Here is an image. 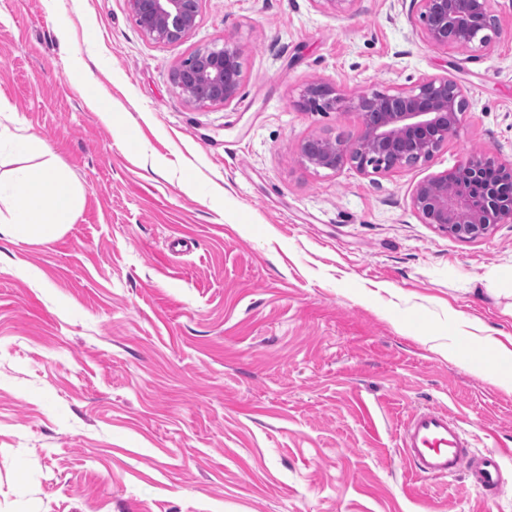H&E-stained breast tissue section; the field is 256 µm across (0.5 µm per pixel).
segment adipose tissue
<instances>
[{
	"label": "adipose tissue",
	"mask_w": 512,
	"mask_h": 512,
	"mask_svg": "<svg viewBox=\"0 0 512 512\" xmlns=\"http://www.w3.org/2000/svg\"><path fill=\"white\" fill-rule=\"evenodd\" d=\"M2 142L12 148L14 166L8 182H0V197H22L23 205L19 211L0 213V224L12 238L51 243L72 223L77 200L63 193L62 176L51 161L33 164V157L44 152L39 143L0 124Z\"/></svg>",
	"instance_id": "obj_1"
}]
</instances>
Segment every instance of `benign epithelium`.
<instances>
[{
    "instance_id": "benign-epithelium-1",
    "label": "benign epithelium",
    "mask_w": 512,
    "mask_h": 512,
    "mask_svg": "<svg viewBox=\"0 0 512 512\" xmlns=\"http://www.w3.org/2000/svg\"><path fill=\"white\" fill-rule=\"evenodd\" d=\"M143 34L173 44L194 31L203 0H128ZM491 0H413L422 34L437 50H488L498 34ZM171 81L194 106L228 105L239 94L243 70L238 48L226 42L194 50L172 71ZM303 111L354 112V137H313L299 147L302 161L334 171L343 163L359 171L390 172L434 161L457 136L469 101L444 75H427L408 89L365 91L350 97L324 82L302 91ZM412 205L421 221L471 240L512 223V164L476 151L457 166L420 182Z\"/></svg>"
}]
</instances>
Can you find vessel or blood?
I'll return each mask as SVG.
<instances>
[{
  "instance_id": "obj_1",
  "label": "vessel or blood",
  "mask_w": 512,
  "mask_h": 512,
  "mask_svg": "<svg viewBox=\"0 0 512 512\" xmlns=\"http://www.w3.org/2000/svg\"><path fill=\"white\" fill-rule=\"evenodd\" d=\"M400 446L415 475L448 478L466 467L473 488L484 497H498L503 490L501 452L469 454L464 428L446 410L424 408L413 412L403 426Z\"/></svg>"
}]
</instances>
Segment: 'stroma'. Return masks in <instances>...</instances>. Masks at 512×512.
Returning a JSON list of instances; mask_svg holds the SVG:
<instances>
[{
    "instance_id": "35a3bbf8",
    "label": "stroma",
    "mask_w": 512,
    "mask_h": 512,
    "mask_svg": "<svg viewBox=\"0 0 512 512\" xmlns=\"http://www.w3.org/2000/svg\"><path fill=\"white\" fill-rule=\"evenodd\" d=\"M491 9L473 58L426 43L412 0H203L176 44L128 0H0V97L78 192L52 243L0 240V512H512V361L478 337L512 334V223L461 240L412 205L471 152L512 162V0ZM226 41L239 97L189 105L172 70ZM437 74L471 108L432 164L301 161L360 127L299 110L306 84ZM425 407L510 449L498 500L412 475Z\"/></svg>"
}]
</instances>
